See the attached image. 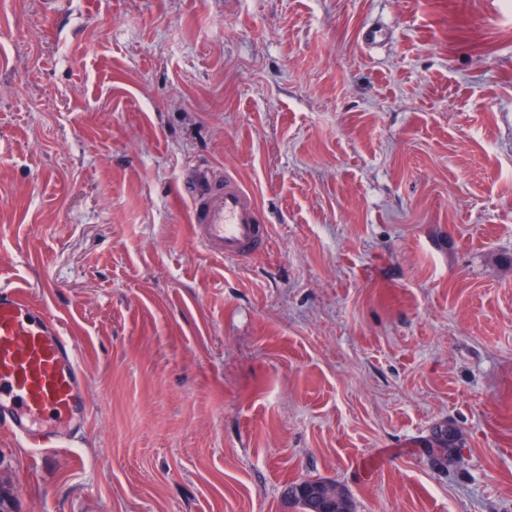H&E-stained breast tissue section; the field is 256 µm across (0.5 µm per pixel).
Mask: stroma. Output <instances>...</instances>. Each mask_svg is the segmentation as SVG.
<instances>
[{
  "label": "stroma",
  "instance_id": "stroma-1",
  "mask_svg": "<svg viewBox=\"0 0 512 512\" xmlns=\"http://www.w3.org/2000/svg\"><path fill=\"white\" fill-rule=\"evenodd\" d=\"M202 165L266 252L193 240ZM7 286L92 419L0 429V512H297L317 478L512 512V0H0Z\"/></svg>",
  "mask_w": 512,
  "mask_h": 512
}]
</instances>
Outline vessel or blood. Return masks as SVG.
I'll return each instance as SVG.
<instances>
[{
  "label": "vessel or blood",
  "instance_id": "obj_1",
  "mask_svg": "<svg viewBox=\"0 0 512 512\" xmlns=\"http://www.w3.org/2000/svg\"><path fill=\"white\" fill-rule=\"evenodd\" d=\"M184 191L205 253L241 261L268 244L264 212L232 172L195 168ZM90 412L79 353L60 322L23 290L0 289V426L28 447L55 449L88 427Z\"/></svg>",
  "mask_w": 512,
  "mask_h": 512
}]
</instances>
